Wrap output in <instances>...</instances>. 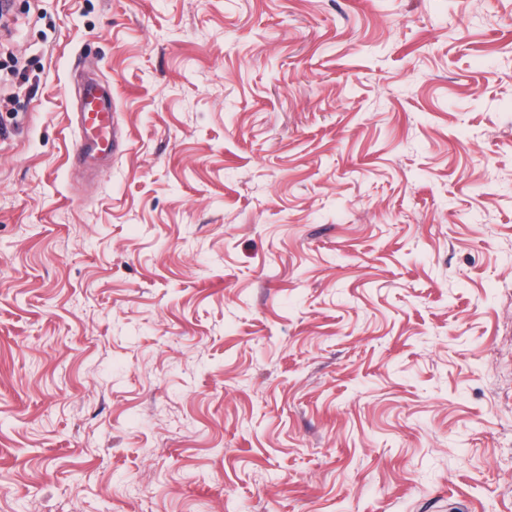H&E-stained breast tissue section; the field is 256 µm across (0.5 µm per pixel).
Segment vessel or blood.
I'll return each mask as SVG.
<instances>
[{
	"label": "vessel or blood",
	"instance_id": "b4317fda",
	"mask_svg": "<svg viewBox=\"0 0 512 512\" xmlns=\"http://www.w3.org/2000/svg\"><path fill=\"white\" fill-rule=\"evenodd\" d=\"M118 129L112 118V103L104 98L97 84H87L76 126L74 156L82 159L96 153L116 151Z\"/></svg>",
	"mask_w": 512,
	"mask_h": 512
}]
</instances>
